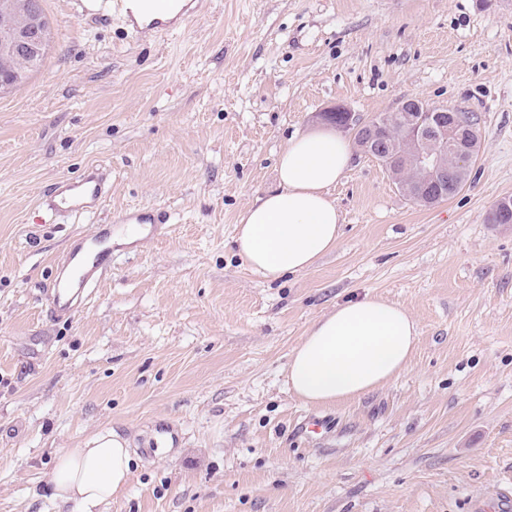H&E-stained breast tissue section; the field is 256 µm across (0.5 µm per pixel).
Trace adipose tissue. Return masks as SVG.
Segmentation results:
<instances>
[{"instance_id":"adipose-tissue-1","label":"adipose tissue","mask_w":512,"mask_h":512,"mask_svg":"<svg viewBox=\"0 0 512 512\" xmlns=\"http://www.w3.org/2000/svg\"><path fill=\"white\" fill-rule=\"evenodd\" d=\"M351 158L350 143L330 130L289 140L276 187L240 218L239 248L253 272L269 280L302 273L336 247L341 215L329 189ZM417 341V323L403 306L369 295L345 301L315 321L293 350L288 385L309 405L360 398L406 371ZM132 462L127 441L109 431L85 447L62 449L50 474L54 498L73 512H103L125 492Z\"/></svg>"}]
</instances>
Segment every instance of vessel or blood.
<instances>
[{
    "mask_svg": "<svg viewBox=\"0 0 512 512\" xmlns=\"http://www.w3.org/2000/svg\"><path fill=\"white\" fill-rule=\"evenodd\" d=\"M192 0H75L77 16L123 18L132 35L145 32L173 34L191 14ZM111 189L110 171L100 164L88 165L75 179L59 180L53 192L41 201L50 219L80 218L101 210ZM126 224H166L170 214L162 208L127 210ZM112 247L106 235L83 239L70 249L47 290L49 311L55 318H71L91 299L99 274L112 264Z\"/></svg>",
    "mask_w": 512,
    "mask_h": 512,
    "instance_id": "vessel-or-blood-1",
    "label": "vessel or blood"
}]
</instances>
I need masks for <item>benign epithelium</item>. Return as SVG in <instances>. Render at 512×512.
<instances>
[{
	"label": "benign epithelium",
	"mask_w": 512,
	"mask_h": 512,
	"mask_svg": "<svg viewBox=\"0 0 512 512\" xmlns=\"http://www.w3.org/2000/svg\"><path fill=\"white\" fill-rule=\"evenodd\" d=\"M50 28L45 17L26 0H0V66L14 57L34 61L45 53ZM397 128L398 135L390 136ZM348 129L362 148L390 170L405 169L413 178H397L401 191L414 202L430 205L448 196L451 182L468 172L478 141L444 108L408 99L394 112L365 121L350 114Z\"/></svg>",
	"instance_id": "obj_1"
}]
</instances>
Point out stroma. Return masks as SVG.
I'll return each instance as SVG.
<instances>
[{"mask_svg":"<svg viewBox=\"0 0 512 512\" xmlns=\"http://www.w3.org/2000/svg\"><path fill=\"white\" fill-rule=\"evenodd\" d=\"M40 69L0 93V512H60L54 454L112 431L137 449L104 512H475L512 490V0H198L174 35L42 0ZM408 98L473 116L464 186L410 201L354 149L329 193L341 235L310 270L268 280L238 248L289 138L342 106ZM112 171L97 218L38 204L90 163ZM172 221L114 245L71 320L43 291L77 236L133 207ZM407 308L408 369L315 407L288 389L311 325L365 294ZM173 455L140 456L155 427Z\"/></svg>","mask_w":512,"mask_h":512,"instance_id":"obj_1","label":"stroma"}]
</instances>
